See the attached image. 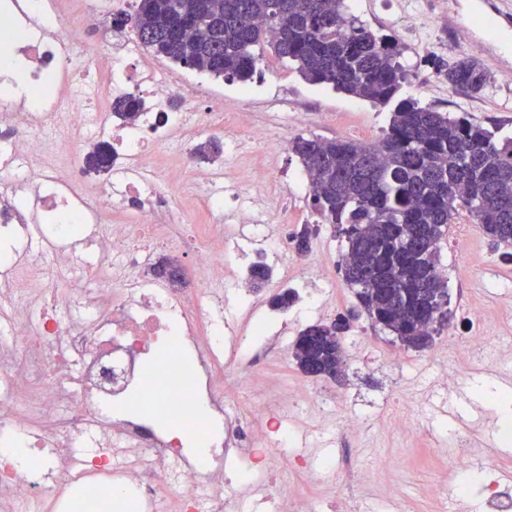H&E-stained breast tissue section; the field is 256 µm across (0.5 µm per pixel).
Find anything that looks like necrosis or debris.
I'll list each match as a JSON object with an SVG mask.
<instances>
[{
  "mask_svg": "<svg viewBox=\"0 0 512 512\" xmlns=\"http://www.w3.org/2000/svg\"><path fill=\"white\" fill-rule=\"evenodd\" d=\"M80 29L103 32L107 50L79 54L62 13L50 0H0V442L13 441L22 460L0 454V512H67L72 491L125 492L121 512H231L224 497V458L238 435L236 411L225 409L228 383L255 380L258 369L238 354L236 332L217 311L221 283L245 288L238 260L253 243L279 253L269 232L277 223L273 197L285 184L276 169L240 176L237 159L268 145L266 129L236 119L226 131L224 158L199 167L188 132L223 129L224 107L207 97L203 80L174 69L136 68L135 37L110 32L103 13L87 11ZM146 102L136 120L113 119L115 100ZM179 96L183 110L167 102ZM112 167L87 172L83 160L101 143ZM193 179L209 211L237 220V232L210 235L192 256L196 285L173 288L156 278L153 260L169 238L155 202L164 187ZM105 196L118 211L137 208L123 224H106L94 203ZM467 331L448 342L449 361L485 351L512 354L497 338L496 320L477 305ZM164 361L155 382L142 359ZM175 413L168 432L140 417L112 415L131 391ZM322 397L288 387L279 409L254 398L250 416L263 446L250 449L266 493L261 512H298L283 468L313 472L319 461L281 459L268 441L283 440L290 406ZM210 416L208 466L181 453L178 434L196 426L201 405Z\"/></svg>",
  "mask_w": 512,
  "mask_h": 512,
  "instance_id": "4bbe7bcc",
  "label": "necrosis or debris"
}]
</instances>
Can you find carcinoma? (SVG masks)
<instances>
[{
  "label": "carcinoma",
  "mask_w": 512,
  "mask_h": 512,
  "mask_svg": "<svg viewBox=\"0 0 512 512\" xmlns=\"http://www.w3.org/2000/svg\"><path fill=\"white\" fill-rule=\"evenodd\" d=\"M201 1L208 3L207 27L179 31L177 9L196 13ZM112 25L131 28L173 62L227 81L252 80L267 45L310 84L394 104L376 144L299 135L289 149L310 176L316 214L345 237L346 285L360 308L405 346L426 348L423 313L448 305L439 253L454 214L467 211L493 243L512 245V137L402 97L407 74L398 44L349 14L345 0H138L135 13L112 15ZM435 67L454 90L478 92L488 81L473 59ZM141 106L128 96L112 104V115L130 121ZM221 152L215 137L194 148L208 161ZM111 161L112 148L103 146L84 165L101 172ZM270 279L265 264L250 267L252 287ZM330 335L316 324L299 333L293 347L299 369L343 368V343Z\"/></svg>",
  "instance_id": "1"
}]
</instances>
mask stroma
<instances>
[{"label":"stroma","instance_id":"35a3bbf8","mask_svg":"<svg viewBox=\"0 0 512 512\" xmlns=\"http://www.w3.org/2000/svg\"><path fill=\"white\" fill-rule=\"evenodd\" d=\"M350 12L374 33L398 42L400 62L409 73L402 94L420 104L435 106L451 113L462 112L472 121L512 136V54H501L495 46L498 36L512 40V23L494 20L492 29L462 25L480 6L479 0H346ZM413 13L419 26H403L398 16ZM470 58L488 71V84L477 93L452 90L437 75L436 61L452 63ZM267 65L257 76V95L249 102L250 117L266 126L279 147L275 152L256 150L245 164L246 170L261 173L273 165L288 181V192L276 199L281 221L276 230L285 240L302 229L310 231L309 257H320L331 282L325 296L329 309L313 315L310 322L328 323L357 307L355 292L342 276L340 264L345 248L329 225L320 223L306 189L304 170L289 144L297 136L347 138L369 143L380 139L388 126L391 108L362 100L324 85H312L301 78L292 65L281 62L272 51H265ZM304 110V123L293 121L296 110ZM183 186L164 192L160 213L172 236H179L183 225L196 224L201 234H208L214 218L195 199L184 197ZM470 225L471 247L487 256V266L476 268L463 258L459 241L462 225ZM440 264L448 281L451 325H458L462 312L457 290L470 284L472 300L499 316L502 327L512 326V318L503 316L502 308L512 301V245H493L481 226L465 211L455 215L448 234L440 244ZM280 277H272L266 288L254 292L242 302L236 313L242 335H249L254 312L270 318L287 319V330L253 340L251 352L267 376L279 385L302 383L308 393L322 396L331 404L333 416L321 421L314 418L307 405L296 413L308 420L307 431L298 433L295 446L285 448V456L307 452L334 453L338 470L324 475L321 485L308 482L306 475L293 474L303 497L318 502L319 512H331L332 505L347 507L349 512H433L432 504L422 496L421 488L433 484L447 489L451 473H465L469 461L449 467L442 452L449 445L448 434L457 421H471L472 439L487 442L501 423L502 415L494 394L502 392L497 377L505 365L499 361L478 363L473 373L458 372L455 388L442 383L446 367L441 352L448 346V331L440 329L430 347L418 351L402 347L387 330L367 315L352 321L343 346L346 379L336 383L305 376L293 358V345L306 323L288 320L286 311L271 304L274 294L285 290ZM402 351L400 366L379 363L384 353ZM411 394L416 407L410 430L394 427L396 399ZM354 415L366 418L360 434L343 433V424ZM390 460L389 500L381 503L360 493L355 479L346 477L344 467L359 472Z\"/></svg>","mask_w":512,"mask_h":512}]
</instances>
